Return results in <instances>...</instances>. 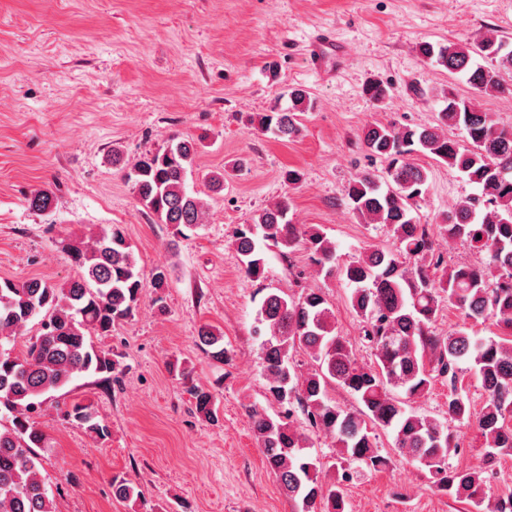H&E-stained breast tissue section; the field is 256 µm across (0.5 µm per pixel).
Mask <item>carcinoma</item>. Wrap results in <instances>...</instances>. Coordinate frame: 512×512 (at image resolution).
Returning <instances> with one entry per match:
<instances>
[{
	"mask_svg": "<svg viewBox=\"0 0 512 512\" xmlns=\"http://www.w3.org/2000/svg\"><path fill=\"white\" fill-rule=\"evenodd\" d=\"M417 52L462 77L476 93L509 89L505 78L512 77V42L504 37L484 35L464 44L421 42ZM289 98L288 109L259 113L251 122L276 139L299 137V113L311 101L300 89L291 90ZM362 144L370 155L388 162L387 177L359 174L344 196L362 221L388 229L394 249H369L340 265L335 244L316 225L292 223L285 201L241 225L233 242L245 274L256 279L265 275L262 248L291 254L304 244L325 276L339 274L352 286L351 307L374 355L368 364L357 361L350 343L337 332L335 313L322 292L265 296L258 310V323L269 335L262 344L263 367L268 392L282 411L270 415L251 409L255 439L295 512H314L317 503L322 512H347L343 485L353 479V470L364 466L377 471L389 464L374 442L376 428L394 433L395 447L427 469L437 491L466 499L474 512H512V494L493 501L487 497L483 468L448 465L457 448L449 426L408 405L409 399L427 394L435 379L446 378L448 421L474 422L488 459L512 456V128L498 126L474 100L450 90L435 123H374L365 128ZM198 153L195 139L175 137L125 174L139 202L178 234L205 218L204 201L187 185ZM420 154L478 188L445 214L442 231L484 259L448 265L435 254L428 225L412 215L428 181L426 169L415 162ZM56 245L75 267L74 278L62 284L0 279V407L10 413L9 424L0 425V512H55L39 471L38 449L46 447V436L33 425L31 414L45 396L78 374L109 378L119 371L120 361L95 346L92 337L110 336L115 324L134 317L144 288L132 245L118 225L101 229L91 242L69 236ZM167 282L166 269L153 273L154 305L161 313ZM445 305L467 320L492 318L502 333L475 338L457 330L439 336L434 323ZM36 316L41 317L40 334L15 352L13 342ZM197 336L213 361L229 359L219 330L203 325ZM296 349L311 356L313 369H298L291 356ZM464 364L485 393L477 413L457 388ZM335 386L350 393L359 408L338 407L329 397ZM399 391L405 398L398 397ZM192 395L196 413L217 421L211 392L195 385ZM297 407L313 432L331 437L339 448L335 465L341 475L328 486L318 481L320 458L304 429L294 423ZM63 418L95 439L110 435L89 404H72ZM112 494L123 501L142 497L140 489L117 476Z\"/></svg>",
	"mask_w": 512,
	"mask_h": 512,
	"instance_id": "obj_1",
	"label": "carcinoma"
}]
</instances>
